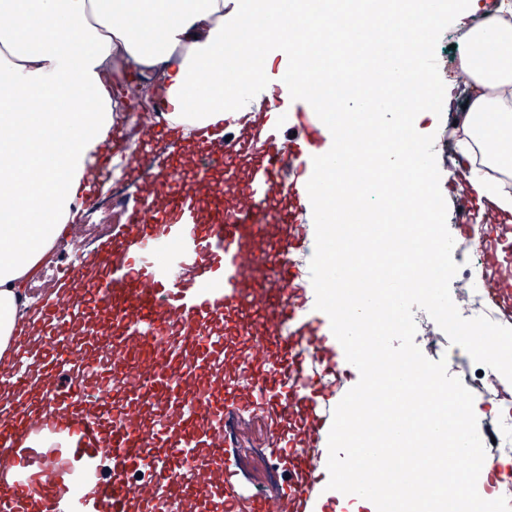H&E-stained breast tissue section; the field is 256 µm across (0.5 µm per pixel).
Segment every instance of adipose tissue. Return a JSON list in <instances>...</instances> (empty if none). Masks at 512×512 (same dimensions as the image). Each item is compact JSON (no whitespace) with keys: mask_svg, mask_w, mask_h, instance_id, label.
Returning <instances> with one entry per match:
<instances>
[{"mask_svg":"<svg viewBox=\"0 0 512 512\" xmlns=\"http://www.w3.org/2000/svg\"><path fill=\"white\" fill-rule=\"evenodd\" d=\"M261 18L266 36L251 44L266 66L298 77L317 57L288 58L283 29L290 0H0V358L25 332L30 288L59 242L81 218L79 201L102 179L98 161L123 122L112 71L135 64L142 81L171 103L170 126L209 141L225 112H250L252 96L229 78L244 13ZM458 64L469 77L453 128L457 161L449 183L461 200L512 215V0H464ZM440 18L436 0H419L405 26L418 30L401 61L417 68V45ZM319 146L327 173L344 189L350 176L337 138L360 113L334 111L328 91ZM36 107L21 110V103ZM39 216L26 226L20 210Z\"/></svg>","mask_w":512,"mask_h":512,"instance_id":"ef3b65f1","label":"adipose tissue"}]
</instances>
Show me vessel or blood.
Returning a JSON list of instances; mask_svg holds the SVG:
<instances>
[{"instance_id": "vessel-or-blood-1", "label": "vessel or blood", "mask_w": 512, "mask_h": 512, "mask_svg": "<svg viewBox=\"0 0 512 512\" xmlns=\"http://www.w3.org/2000/svg\"><path fill=\"white\" fill-rule=\"evenodd\" d=\"M252 71L262 113L224 115L223 218L199 224L192 203L215 168L210 153L186 178L158 170L173 220L132 208L124 236L102 248L103 287L44 309L35 343H17L0 365V409L15 408L0 421V512H320L348 362L283 256L309 241L321 105L267 82L263 60ZM298 127L303 138H284ZM510 231L464 227L483 246L503 323L512 321V265L494 248ZM256 255L263 284L248 288ZM147 344L152 353L137 357ZM232 406L269 414V454L285 467V487L253 492L229 465Z\"/></svg>"}]
</instances>
